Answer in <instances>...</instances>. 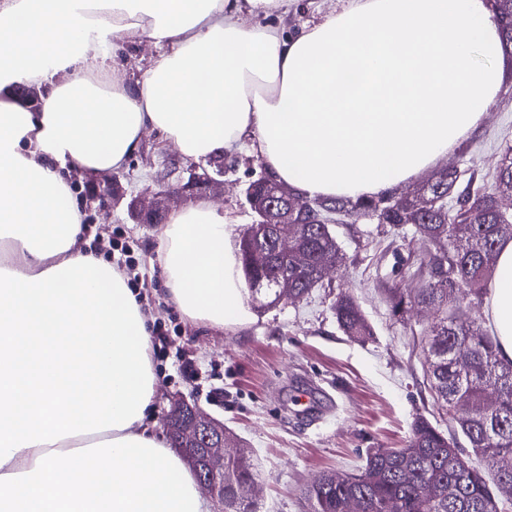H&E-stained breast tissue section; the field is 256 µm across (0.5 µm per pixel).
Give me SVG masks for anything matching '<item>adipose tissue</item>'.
<instances>
[{"label": "adipose tissue", "instance_id": "1", "mask_svg": "<svg viewBox=\"0 0 512 512\" xmlns=\"http://www.w3.org/2000/svg\"><path fill=\"white\" fill-rule=\"evenodd\" d=\"M288 2L0 0V512H212L149 422L152 315L88 249L70 170L115 171L154 128L194 160L247 137L303 195L371 197L433 167L500 100L490 0H347L292 36L242 21ZM124 35L159 50L133 84L112 64ZM157 253L190 321L247 318L210 203L172 212ZM488 319L512 361V240Z\"/></svg>", "mask_w": 512, "mask_h": 512}]
</instances>
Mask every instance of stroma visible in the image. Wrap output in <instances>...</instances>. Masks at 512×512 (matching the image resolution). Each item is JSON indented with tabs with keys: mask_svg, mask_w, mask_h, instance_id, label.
<instances>
[{
	"mask_svg": "<svg viewBox=\"0 0 512 512\" xmlns=\"http://www.w3.org/2000/svg\"><path fill=\"white\" fill-rule=\"evenodd\" d=\"M341 6L340 0H290L274 25L287 35L319 22ZM112 54L129 81L151 67L158 50L135 37L115 39ZM504 71L502 100L487 113L480 130L448 153L438 168L477 169L492 178L505 142H512V57L499 60ZM226 173L205 196L232 232L240 237L252 223L240 191L264 170L248 144L225 152ZM205 160L185 159L167 135L146 130L126 166L111 174L113 194L100 202L97 181L73 173L72 181L86 219L101 247L113 230L134 243L142 273L159 285L147 289L155 322L169 331L166 352L152 359L158 383L152 415L161 426L172 396L182 394L223 420L241 446L252 451L258 475L252 499L258 512H312L304 488L320 474L357 469L370 448H401L418 417L447 429L448 417L426 383L427 331L436 313L412 306L393 317L382 286L412 296L414 272L426 246L411 234L363 221L338 224L336 239L344 254L321 288L297 301L272 306L248 300L249 319L215 328L190 322L167 299L157 243L162 227L138 224L129 216L133 195L185 184ZM352 291L374 334L358 341L340 330L332 304ZM193 358L200 377H186L181 356Z\"/></svg>",
	"mask_w": 512,
	"mask_h": 512,
	"instance_id": "obj_1",
	"label": "stroma"
}]
</instances>
